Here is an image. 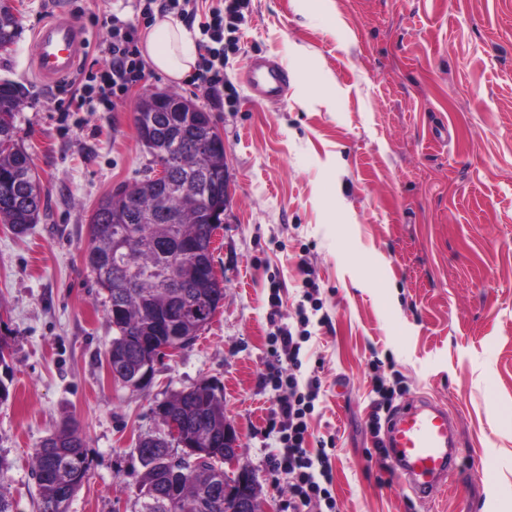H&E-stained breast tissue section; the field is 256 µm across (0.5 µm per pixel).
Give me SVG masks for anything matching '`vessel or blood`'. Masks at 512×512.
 Masks as SVG:
<instances>
[{
	"label": "vessel or blood",
	"mask_w": 512,
	"mask_h": 512,
	"mask_svg": "<svg viewBox=\"0 0 512 512\" xmlns=\"http://www.w3.org/2000/svg\"><path fill=\"white\" fill-rule=\"evenodd\" d=\"M82 52L83 41L70 22L48 20L35 32L32 58L43 80L69 77ZM243 79L261 101L281 98L288 84L285 69L264 57L251 59ZM385 446L413 493L422 499L432 498L456 469L452 419L447 410L429 401L410 403L393 416Z\"/></svg>",
	"instance_id": "obj_1"
}]
</instances>
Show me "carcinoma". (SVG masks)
Instances as JSON below:
<instances>
[{
    "label": "carcinoma",
    "instance_id": "obj_1",
    "mask_svg": "<svg viewBox=\"0 0 512 512\" xmlns=\"http://www.w3.org/2000/svg\"><path fill=\"white\" fill-rule=\"evenodd\" d=\"M16 38V19L10 0H0V48ZM157 94L141 99L135 114L139 138L149 137L146 147L155 162L174 161L175 172L203 189L224 183V146L211 113L199 109L175 91L165 93L159 106ZM21 98L13 84L0 83V224L23 234L38 223L48 191L35 172L30 156L19 142L16 114ZM195 127L212 134L217 147L202 152L191 140L175 138L180 129ZM218 224L199 222L176 191L156 187L149 178L140 181L128 200L119 191L102 198L89 225L86 266L106 293V314L115 336L107 351L110 373L132 379L153 361L160 347L172 342L192 347L211 315L224 302V283L213 275L214 232ZM179 266L180 287H162V276ZM139 270L133 287H123L131 268ZM196 302L167 332L164 318L181 307V296ZM160 425L177 423L205 447L212 431L224 434V397L208 381L188 392L169 395L157 414ZM138 502L153 506L140 512H230L224 501V479L214 476V465L205 463L186 476L170 460L166 442H146L139 451ZM38 484L39 512H68L72 497L83 485L90 461L85 442L73 422L64 423L45 437L31 457ZM11 462L0 456V512H15L7 486Z\"/></svg>",
    "mask_w": 512,
    "mask_h": 512
}]
</instances>
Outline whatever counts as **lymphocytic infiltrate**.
<instances>
[{
  "label": "lymphocytic infiltrate",
  "instance_id": "1",
  "mask_svg": "<svg viewBox=\"0 0 512 512\" xmlns=\"http://www.w3.org/2000/svg\"><path fill=\"white\" fill-rule=\"evenodd\" d=\"M196 0H136V14L146 22L156 15L173 13L186 22L197 23L202 49L190 83L205 96L220 99L224 93V36L238 31L245 19L250 0H224L222 8L213 10L209 18L198 20ZM109 63L97 70H88L79 91L71 95L67 111L79 112L90 102L110 106L115 99L146 82V65L133 21L113 17ZM299 330L281 328L271 340L276 363L264 382L278 392L280 420L275 429L284 452L275 461L278 471L288 479L290 512H339L332 488V467L326 442H319L317 451H310L308 419L319 397L320 383L304 374V345L311 338L310 317L299 310Z\"/></svg>",
  "mask_w": 512,
  "mask_h": 512
}]
</instances>
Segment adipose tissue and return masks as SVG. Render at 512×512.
Here are the masks:
<instances>
[{"mask_svg": "<svg viewBox=\"0 0 512 512\" xmlns=\"http://www.w3.org/2000/svg\"><path fill=\"white\" fill-rule=\"evenodd\" d=\"M143 54L153 67L172 80H180L196 64V45L184 25L172 18H157L142 40Z\"/></svg>", "mask_w": 512, "mask_h": 512, "instance_id": "adipose-tissue-1", "label": "adipose tissue"}]
</instances>
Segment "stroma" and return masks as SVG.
I'll use <instances>...</instances> for the list:
<instances>
[{
    "mask_svg": "<svg viewBox=\"0 0 512 512\" xmlns=\"http://www.w3.org/2000/svg\"><path fill=\"white\" fill-rule=\"evenodd\" d=\"M17 38L0 81L25 89L16 124L48 206L18 236L0 224V343L12 398L0 455L17 512H36L29 461L75 421L90 469L69 512H131L138 435L159 428L153 399L218 384L239 461L267 512H286L285 480L262 376L270 339L296 325L316 286L306 368L321 382L310 443L334 439L341 512H512V0H251L224 46V103L150 71L110 112L61 117L68 80L44 85L31 45L46 19L75 24L84 63L105 61L125 0H10ZM256 56L289 73L287 94L257 102L242 81ZM178 91L224 138V224L213 238L224 304L196 343L140 391L106 367L113 331L84 262L99 200L143 176L134 125L145 94ZM280 294L281 319L270 321ZM395 404L448 410L462 454L456 493L423 500L388 474L369 429L376 378Z\"/></svg>",
    "mask_w": 512,
    "mask_h": 512,
    "instance_id": "stroma-1",
    "label": "stroma"
}]
</instances>
